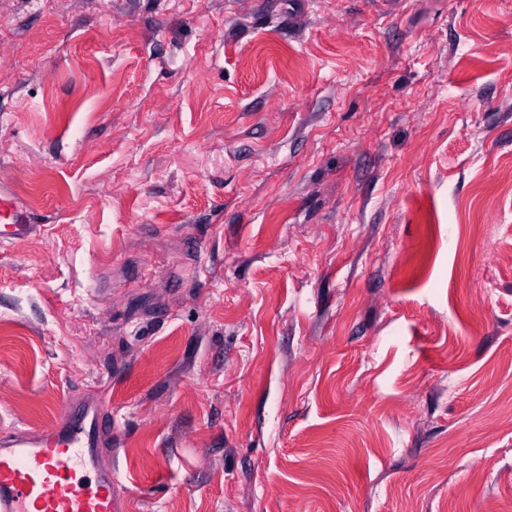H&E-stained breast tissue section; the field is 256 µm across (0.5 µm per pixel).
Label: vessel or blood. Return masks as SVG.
<instances>
[{"label":"vessel or blood","instance_id":"b4317fda","mask_svg":"<svg viewBox=\"0 0 512 512\" xmlns=\"http://www.w3.org/2000/svg\"><path fill=\"white\" fill-rule=\"evenodd\" d=\"M35 229L14 186L0 181V242ZM112 427L101 405L67 400L52 426L0 440V512H124L101 453Z\"/></svg>","mask_w":512,"mask_h":512}]
</instances>
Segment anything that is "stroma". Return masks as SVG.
Wrapping results in <instances>:
<instances>
[{
	"label": "stroma",
	"mask_w": 512,
	"mask_h": 512,
	"mask_svg": "<svg viewBox=\"0 0 512 512\" xmlns=\"http://www.w3.org/2000/svg\"><path fill=\"white\" fill-rule=\"evenodd\" d=\"M0 436L112 417L128 512H512V0H0ZM0 242H13L28 237L35 229L29 209L14 186L0 181Z\"/></svg>",
	"instance_id": "1"
}]
</instances>
